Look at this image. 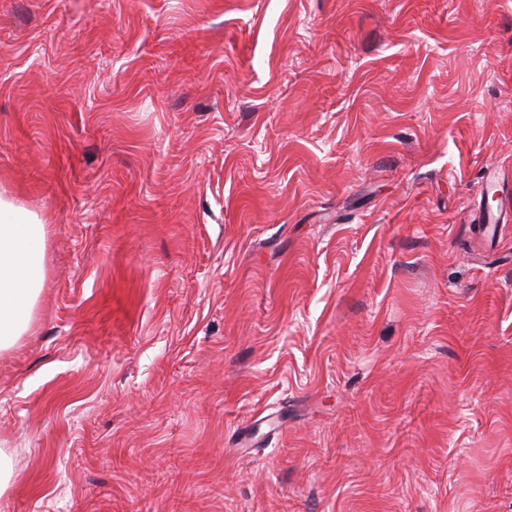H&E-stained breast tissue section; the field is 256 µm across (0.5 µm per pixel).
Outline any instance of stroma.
<instances>
[{
  "mask_svg": "<svg viewBox=\"0 0 512 512\" xmlns=\"http://www.w3.org/2000/svg\"><path fill=\"white\" fill-rule=\"evenodd\" d=\"M0 196V512H512V0H0ZM47 224L0 197V351L30 329L45 280Z\"/></svg>",
  "mask_w": 512,
  "mask_h": 512,
  "instance_id": "obj_1",
  "label": "stroma"
}]
</instances>
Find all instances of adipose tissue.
<instances>
[{"mask_svg":"<svg viewBox=\"0 0 512 512\" xmlns=\"http://www.w3.org/2000/svg\"><path fill=\"white\" fill-rule=\"evenodd\" d=\"M47 226L0 197V351L29 330L45 280Z\"/></svg>","mask_w":512,"mask_h":512,"instance_id":"obj_1","label":"adipose tissue"}]
</instances>
